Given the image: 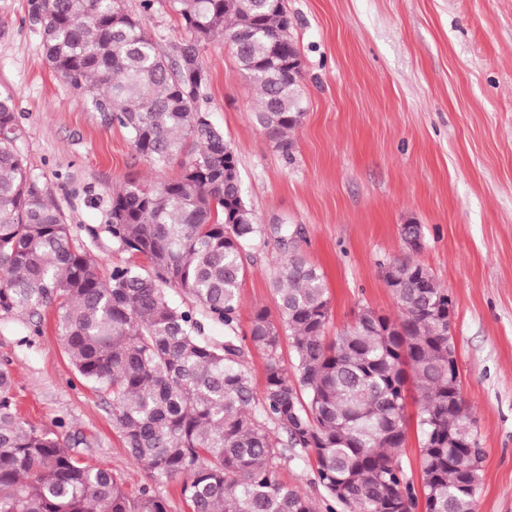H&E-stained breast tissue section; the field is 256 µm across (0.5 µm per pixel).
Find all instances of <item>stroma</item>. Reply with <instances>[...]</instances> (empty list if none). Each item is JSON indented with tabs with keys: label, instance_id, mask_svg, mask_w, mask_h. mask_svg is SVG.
I'll return each mask as SVG.
<instances>
[{
	"label": "stroma",
	"instance_id": "stroma-1",
	"mask_svg": "<svg viewBox=\"0 0 512 512\" xmlns=\"http://www.w3.org/2000/svg\"><path fill=\"white\" fill-rule=\"evenodd\" d=\"M123 0L161 47L186 39L167 0L142 13ZM300 52L304 118L290 154L253 112L258 94L232 48L201 50L209 85L203 110L234 150L241 189L258 224L298 227L295 246L324 276L326 334L359 307L397 316L385 281L390 260L413 256L456 309L462 397L484 461L475 512H512V0H285ZM11 95L15 142L49 200L100 274L142 264L106 230L114 191L149 188L176 168L153 169L119 124L102 123L86 97L45 59L29 0H0V94ZM420 225L423 247L401 236ZM282 259L273 238L253 250L240 285V332L257 306L276 311ZM33 332L27 312L0 315V365L24 421L77 445L81 458L123 479L152 484L112 427L106 400L76 374L53 308ZM288 486L326 512L303 456L281 469Z\"/></svg>",
	"mask_w": 512,
	"mask_h": 512
}]
</instances>
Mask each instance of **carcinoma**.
<instances>
[{"label": "carcinoma", "instance_id": "1", "mask_svg": "<svg viewBox=\"0 0 512 512\" xmlns=\"http://www.w3.org/2000/svg\"><path fill=\"white\" fill-rule=\"evenodd\" d=\"M188 37L163 51L121 0H30L46 60L90 110L118 123L153 167L184 156L154 189L130 182L112 194L107 232L150 266L101 276L16 150L11 96L0 95V312L38 315L53 305L60 340L79 377L107 399L112 427L135 465L156 481L182 480L191 512H315L280 478L296 454L315 459L327 512H474L480 475L466 464L474 420L448 373V289L418 263L392 262L400 315L359 314L327 340L322 274L286 253L273 288L279 321L254 308L238 334L244 260L265 230L242 196L237 158L198 101L209 78L200 51L230 41L258 90L254 117L285 154L302 122L299 62L283 0H168ZM288 248L298 230L273 228ZM164 284L188 296L173 302ZM224 326L205 335L202 321ZM295 357L279 360L281 334ZM267 355L256 396L247 345ZM0 368V512H168L151 486L132 494L57 434L22 422ZM417 404L420 488L400 450L408 395ZM453 442H448V438Z\"/></svg>", "mask_w": 512, "mask_h": 512}]
</instances>
